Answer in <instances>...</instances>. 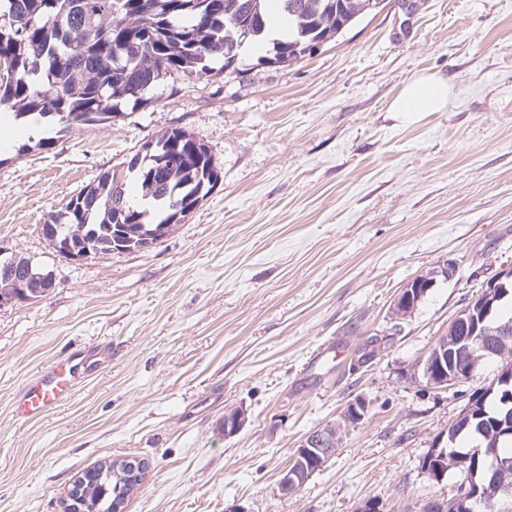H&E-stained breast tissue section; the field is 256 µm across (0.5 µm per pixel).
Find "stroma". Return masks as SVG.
<instances>
[{
  "label": "stroma",
  "instance_id": "35a3bbf8",
  "mask_svg": "<svg viewBox=\"0 0 512 512\" xmlns=\"http://www.w3.org/2000/svg\"><path fill=\"white\" fill-rule=\"evenodd\" d=\"M168 78L153 99L48 148L19 121L0 151V247L55 286L0 307V512H62L99 462L150 465L126 512H418L449 482L421 456L497 365L460 395L406 371L512 262V0H381L286 69ZM420 74L448 79L442 112H394ZM178 127L220 169L216 188L144 251L83 261L41 226L143 143ZM414 315L405 284L447 262ZM378 354L359 358L370 338ZM72 394L40 418L17 406L50 363ZM372 407L296 493L279 491L304 437L356 396ZM247 413L225 436V413Z\"/></svg>",
  "mask_w": 512,
  "mask_h": 512
}]
</instances>
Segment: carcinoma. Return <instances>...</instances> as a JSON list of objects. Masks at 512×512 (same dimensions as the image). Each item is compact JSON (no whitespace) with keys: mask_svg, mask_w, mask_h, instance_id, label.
<instances>
[{"mask_svg":"<svg viewBox=\"0 0 512 512\" xmlns=\"http://www.w3.org/2000/svg\"><path fill=\"white\" fill-rule=\"evenodd\" d=\"M269 0H0V16L9 13L17 22L0 21V63L14 77L0 82V110L20 120L30 115L53 117L66 133L73 125L109 122L122 107L151 101L150 94L167 77L205 75L210 62L223 60L222 72L241 76L243 39L262 40ZM288 17L286 35L271 42L258 58L263 65L279 59L287 68L302 58V46L326 43L340 36L366 13L369 0H279ZM155 160L140 171L135 185L141 197L154 202V217L147 209L121 208L130 197V169L106 172L84 187L52 217L59 237L84 228L90 256L112 253L110 243L121 231L135 238L140 226L169 224L177 214L191 210L218 184L219 168L208 147L180 128L165 130L156 139ZM512 322V288L506 301L494 303L478 329ZM472 360L495 361L512 368V343L487 356L472 351ZM475 403L454 432L448 459L431 466L448 468L457 482L467 483L472 512H490V499L500 487L512 488V435L501 426L512 423V406L502 403V388L483 387L472 393ZM509 462L497 479L484 474L486 452ZM118 481L96 484L84 491L85 512H107Z\"/></svg>","mask_w":512,"mask_h":512,"instance_id":"obj_1","label":"carcinoma"}]
</instances>
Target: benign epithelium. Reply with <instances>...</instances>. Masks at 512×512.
<instances>
[{"label": "benign epithelium", "mask_w": 512, "mask_h": 512, "mask_svg": "<svg viewBox=\"0 0 512 512\" xmlns=\"http://www.w3.org/2000/svg\"><path fill=\"white\" fill-rule=\"evenodd\" d=\"M42 234L58 251L66 254L74 261L87 259L89 251L69 239H58L53 223L42 225ZM28 270L20 257L13 255L7 258L0 269V307L14 305L32 299V295L19 288L22 279L18 273ZM457 272L453 263H445L437 270L418 276L402 288L393 304L395 319L404 320L417 310L418 303L434 286L435 278L441 276L452 278ZM512 284V264L502 268L496 278L489 282L482 292L461 308L448 326L449 335L454 337V343L432 346L412 366L411 378L427 389L449 391L462 383L470 382L475 377L474 366L462 356L477 343L480 349L488 354L496 353V347L512 341V323L499 325L489 335H475L478 314L491 308L501 291ZM370 410V401L359 396L351 401L342 411L339 420L310 432L296 449L288 467L283 471L279 481L281 494L288 496L313 476L314 471L307 468L305 461L313 460L318 467H323L332 457L343 438V433L350 427H355L366 418ZM247 414L244 410H234L224 416V435L232 436L245 425ZM87 485V479L75 484L70 493L68 512H82L84 502L82 490Z\"/></svg>", "instance_id": "benign-epithelium-1"}]
</instances>
